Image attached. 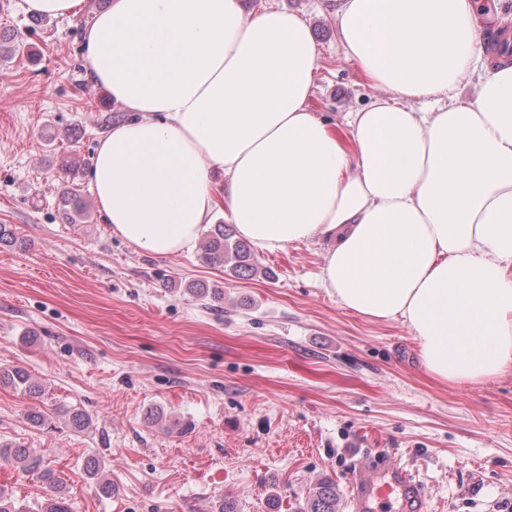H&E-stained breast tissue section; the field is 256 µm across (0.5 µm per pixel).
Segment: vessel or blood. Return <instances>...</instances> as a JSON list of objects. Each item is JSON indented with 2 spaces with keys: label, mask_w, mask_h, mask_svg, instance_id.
Returning a JSON list of instances; mask_svg holds the SVG:
<instances>
[{
  "label": "vessel or blood",
  "mask_w": 512,
  "mask_h": 512,
  "mask_svg": "<svg viewBox=\"0 0 512 512\" xmlns=\"http://www.w3.org/2000/svg\"><path fill=\"white\" fill-rule=\"evenodd\" d=\"M351 485L353 512H426L425 488L406 467L369 463L354 472Z\"/></svg>",
  "instance_id": "b4317fda"
}]
</instances>
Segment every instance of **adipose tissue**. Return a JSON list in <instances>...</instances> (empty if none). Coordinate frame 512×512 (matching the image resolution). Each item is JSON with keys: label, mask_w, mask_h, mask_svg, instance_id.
I'll use <instances>...</instances> for the list:
<instances>
[{"label": "adipose tissue", "mask_w": 512, "mask_h": 512, "mask_svg": "<svg viewBox=\"0 0 512 512\" xmlns=\"http://www.w3.org/2000/svg\"><path fill=\"white\" fill-rule=\"evenodd\" d=\"M326 3L344 56L387 92L343 130L309 107L316 48L296 13L110 0L82 41L128 114L88 169L102 219L160 257L192 250L219 208L264 252L331 240L321 281L339 307L402 320L441 382L497 377L512 369V64H481L477 0Z\"/></svg>", "instance_id": "1"}]
</instances>
